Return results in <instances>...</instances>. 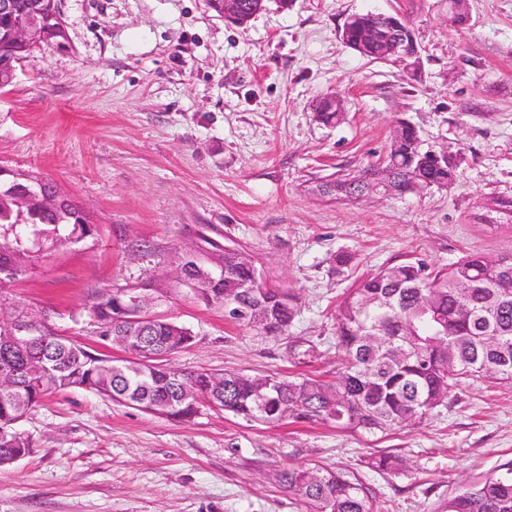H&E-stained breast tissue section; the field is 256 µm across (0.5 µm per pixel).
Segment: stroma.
Here are the masks:
<instances>
[{
  "instance_id": "35a3bbf8",
  "label": "stroma",
  "mask_w": 512,
  "mask_h": 512,
  "mask_svg": "<svg viewBox=\"0 0 512 512\" xmlns=\"http://www.w3.org/2000/svg\"><path fill=\"white\" fill-rule=\"evenodd\" d=\"M68 41L0 88V166L53 181L89 217L79 243H44L10 302L72 339L94 291L136 287L188 328L173 367L336 376L334 313L358 280L416 257L512 255V0H267L246 26L205 0H60ZM413 30L416 74L341 37L356 13ZM344 103L335 125L316 105ZM460 156L455 184L358 200L315 193L386 155L398 123ZM246 254L300 313L287 335L225 321L174 275L205 240ZM29 455L0 467V512H300L295 466L352 472L386 512H441L512 458V383L455 388L422 424L386 434L318 419L248 422L206 410L176 421L83 390L46 397L20 425ZM386 450L403 470L378 474Z\"/></svg>"
}]
</instances>
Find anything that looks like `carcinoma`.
I'll return each mask as SVG.
<instances>
[{"instance_id":"cac0c4a2","label":"carcinoma","mask_w":512,"mask_h":512,"mask_svg":"<svg viewBox=\"0 0 512 512\" xmlns=\"http://www.w3.org/2000/svg\"><path fill=\"white\" fill-rule=\"evenodd\" d=\"M16 18L35 17L23 45L9 33L14 22L0 16V87L10 84L16 60L28 59L41 47L67 42L58 0H15ZM412 30L398 17L363 13L351 15L343 41L361 56L383 59L390 41L413 42ZM324 124L339 122L337 103L322 98L316 107ZM457 158L423 150L414 126L402 122L382 165L357 175L345 174L317 185L336 199H358L364 182L389 181L406 194L421 186L446 187L455 181ZM56 187L45 183L22 195L0 192V282L16 280L27 270L31 255L23 248L29 236H52L76 243L91 234L82 209ZM212 261L223 263L224 274L211 291L253 310L246 322L265 334L284 335L298 313L296 297L281 288L253 287L254 266L240 253L212 242ZM512 256L490 259L470 252L446 267L423 259L390 265L362 279L336 307V348L341 368L333 381L318 377L252 376L205 370L176 371L170 356L190 346V331L169 318H156L129 340L115 299L100 289L87 308L88 321L112 327L114 346L126 342L139 350L129 361L89 349L60 334L50 318L29 336L5 339L0 329V369L11 374L15 390L0 389V467L25 457L31 438L16 425L45 397L80 389L115 402L131 401L147 411L179 421L200 414V397L209 408L248 421L277 423L286 418H317L343 429L373 433L402 430L423 422L467 378L512 380ZM369 468L401 470V459L389 452L369 457ZM285 486L295 491L302 512H385L364 483L338 471L290 468L281 472ZM442 512H512V460L496 466L478 482L463 486L442 505Z\"/></svg>"}]
</instances>
